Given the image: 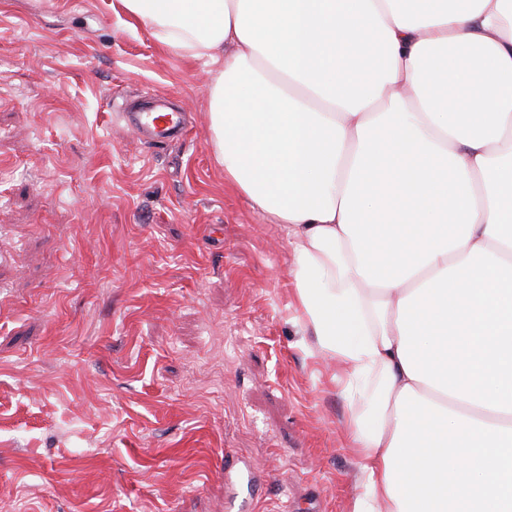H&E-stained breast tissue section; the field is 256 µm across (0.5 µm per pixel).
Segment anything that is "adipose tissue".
<instances>
[{"instance_id":"obj_1","label":"adipose tissue","mask_w":512,"mask_h":512,"mask_svg":"<svg viewBox=\"0 0 512 512\" xmlns=\"http://www.w3.org/2000/svg\"><path fill=\"white\" fill-rule=\"evenodd\" d=\"M221 63L225 180L362 383L351 512H512V0H113Z\"/></svg>"}]
</instances>
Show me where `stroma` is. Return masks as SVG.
I'll return each mask as SVG.
<instances>
[{
	"label": "stroma",
	"mask_w": 512,
	"mask_h": 512,
	"mask_svg": "<svg viewBox=\"0 0 512 512\" xmlns=\"http://www.w3.org/2000/svg\"><path fill=\"white\" fill-rule=\"evenodd\" d=\"M112 2L0 0V512H225L228 454L244 512H350L357 393L215 160L217 67ZM134 127L155 142L162 143L182 130L180 112L154 107L146 112H131Z\"/></svg>",
	"instance_id": "35a3bbf8"
}]
</instances>
